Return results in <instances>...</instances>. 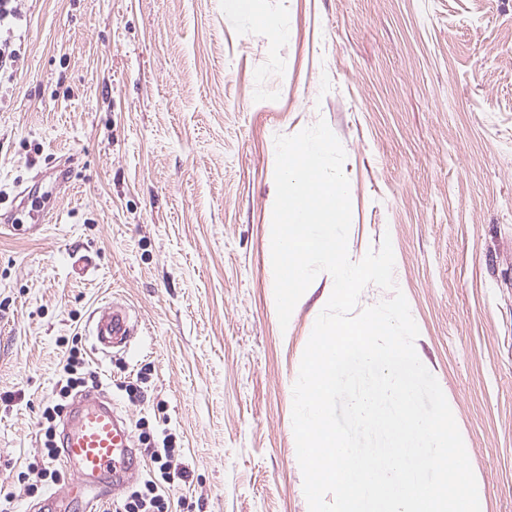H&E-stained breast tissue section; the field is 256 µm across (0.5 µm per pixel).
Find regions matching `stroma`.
Instances as JSON below:
<instances>
[{
  "label": "stroma",
  "mask_w": 512,
  "mask_h": 512,
  "mask_svg": "<svg viewBox=\"0 0 512 512\" xmlns=\"http://www.w3.org/2000/svg\"><path fill=\"white\" fill-rule=\"evenodd\" d=\"M0 87V495H29L78 348L132 436H171L192 512H309L292 427L317 275L280 327L276 136L345 153L348 255L392 242L415 349L452 409L480 512H512V0H21ZM126 304L128 349L96 309ZM135 325L132 322L129 308L120 303L108 304L102 307L91 328V336L104 349L121 347L127 348Z\"/></svg>",
  "instance_id": "stroma-1"
}]
</instances>
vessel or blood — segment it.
Listing matches in <instances>:
<instances>
[{"label": "vessel or blood", "mask_w": 512, "mask_h": 512, "mask_svg": "<svg viewBox=\"0 0 512 512\" xmlns=\"http://www.w3.org/2000/svg\"><path fill=\"white\" fill-rule=\"evenodd\" d=\"M135 325L128 307H102L91 334L103 348L127 347ZM61 459L71 478L63 490L70 502L92 508L120 489L135 471L136 450L124 419L110 398L91 391L76 397L62 433Z\"/></svg>", "instance_id": "b4317fda"}]
</instances>
